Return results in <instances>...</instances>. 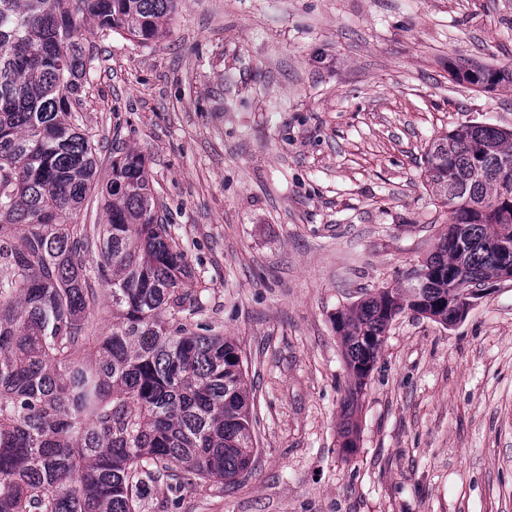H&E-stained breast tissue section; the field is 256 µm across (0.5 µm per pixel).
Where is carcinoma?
<instances>
[{
    "instance_id": "obj_1",
    "label": "carcinoma",
    "mask_w": 512,
    "mask_h": 512,
    "mask_svg": "<svg viewBox=\"0 0 512 512\" xmlns=\"http://www.w3.org/2000/svg\"><path fill=\"white\" fill-rule=\"evenodd\" d=\"M177 0H0V512H136L150 482L238 483L253 460L242 350L178 315L190 301L144 155L113 157L105 223L78 216L97 188L93 142L72 120L92 52L81 37H165ZM455 79L492 91L512 67ZM424 175L450 207L407 288L336 312L349 370L339 438L359 435L361 396L408 309L444 326L468 309L458 266L482 287L512 256V130L460 125L429 145ZM112 328L97 333L100 295Z\"/></svg>"
}]
</instances>
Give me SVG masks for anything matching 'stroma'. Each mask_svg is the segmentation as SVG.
Here are the masks:
<instances>
[{
	"label": "stroma",
	"mask_w": 512,
	"mask_h": 512,
	"mask_svg": "<svg viewBox=\"0 0 512 512\" xmlns=\"http://www.w3.org/2000/svg\"><path fill=\"white\" fill-rule=\"evenodd\" d=\"M81 32L97 176L145 155L190 321L237 341L255 388L249 473L162 478L138 512H512V279L453 326L392 322L351 453L332 323L433 252L449 219L425 181L433 139L512 130V86L448 72L512 64V0H178L158 42Z\"/></svg>",
	"instance_id": "stroma-1"
}]
</instances>
